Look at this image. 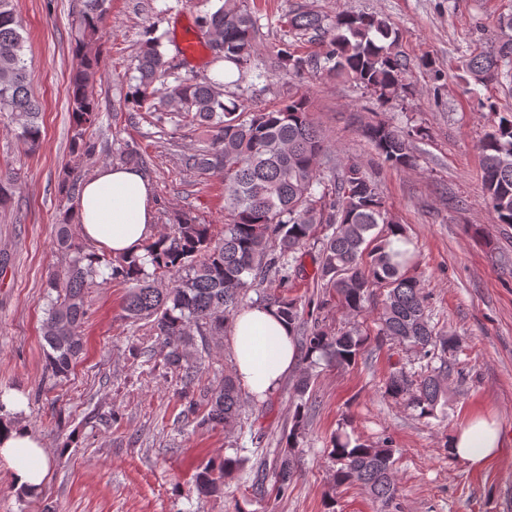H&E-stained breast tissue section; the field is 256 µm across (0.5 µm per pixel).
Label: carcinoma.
<instances>
[{
    "mask_svg": "<svg viewBox=\"0 0 512 512\" xmlns=\"http://www.w3.org/2000/svg\"><path fill=\"white\" fill-rule=\"evenodd\" d=\"M107 18L106 0H81L79 59L69 87V112L74 135L71 150L90 155L95 142L86 131L100 120L91 91L100 70L99 40ZM289 25L310 31L322 51L301 56L288 44L278 48L269 71L299 74L322 69L369 90L383 104L405 93L404 64L395 51L397 29L372 14L342 12L331 21L313 11H299ZM22 22L13 0H0V117L27 155L42 143L41 104L30 91L32 63L25 58ZM200 31L217 59L237 69L250 64L256 50L258 27L245 0H220L201 19ZM161 38L145 28L137 58L138 77L129 87L124 105L134 112L157 113L175 125L196 124L211 132L210 142L182 154L185 168L224 182V230L201 223L182 211L172 229L145 242L144 254L114 257L112 252L88 251L72 230L76 183L64 174L59 183L63 210L57 243L65 255L64 267L50 277L43 294L42 324L46 368L55 378H66L83 348L82 328L89 316L87 292L97 283L126 285L122 309L134 322L146 320L149 332L160 341L165 368L178 372L184 388L200 384L201 366L190 359L194 336L205 341L224 335V323L242 304L256 281L273 288L258 296L302 336L308 366L296 383L292 426L284 448L272 464L278 492H286L295 478L293 455L305 434L310 410L305 399L313 369L319 361L349 365L359 357L366 337L354 329L331 332L314 313L302 318L296 299L276 289L288 280V266L310 242L320 243L314 274L325 297L335 298L350 315L364 312L374 289L387 290L379 313L378 335L396 339L433 359L457 348V338L437 334L426 314V298L417 277L406 272L412 262L408 249L394 250L391 237L406 236L402 225L387 221L379 193L358 163L350 161L326 180L320 165L326 146L309 113L304 96L290 98L272 109L245 111L242 103H224L221 84L177 80L157 95L155 83L166 72ZM512 61V41L492 53L467 60L464 72L478 82L496 81L501 64ZM498 121L479 141L482 182L496 223L512 225V113H497ZM382 160L396 168L412 166L410 134L385 123L362 128ZM25 182L22 167L0 170V208L7 207ZM452 366L443 363L418 381L401 370L391 373L386 393L402 398L422 417L435 415L445 394L444 381ZM242 387L231 373L203 387L202 401H188L184 419L198 427L221 426L228 431L240 421ZM329 458L334 485L359 484L375 500L389 505L396 500L394 452L388 445L370 446L342 431L330 440ZM243 449L206 463L195 479L198 495L216 492L224 477L248 468Z\"/></svg>",
    "mask_w": 512,
    "mask_h": 512,
    "instance_id": "cac0c4a2",
    "label": "carcinoma"
}]
</instances>
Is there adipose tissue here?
<instances>
[{"mask_svg": "<svg viewBox=\"0 0 512 512\" xmlns=\"http://www.w3.org/2000/svg\"><path fill=\"white\" fill-rule=\"evenodd\" d=\"M80 232L87 241L113 255H138L156 232L153 189L137 168L106 164L84 181L79 199ZM234 373L253 395L272 393L296 361L287 326L267 307L255 305L237 313L231 326ZM500 429L476 418L460 427L450 441L451 452L478 467L496 455ZM0 460L11 470L16 492L39 494L48 474L43 442L21 424L0 430Z\"/></svg>", "mask_w": 512, "mask_h": 512, "instance_id": "ef3b65f1", "label": "adipose tissue"}]
</instances>
